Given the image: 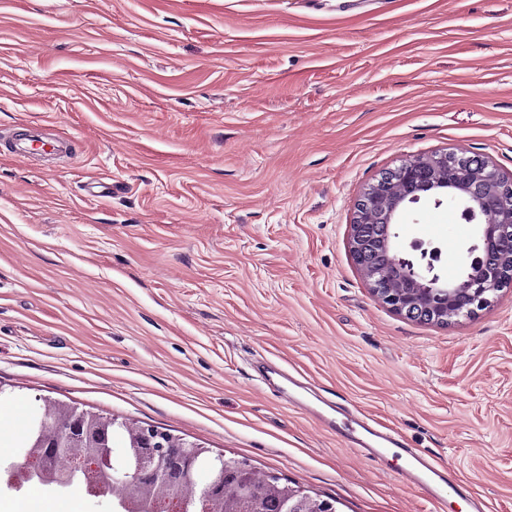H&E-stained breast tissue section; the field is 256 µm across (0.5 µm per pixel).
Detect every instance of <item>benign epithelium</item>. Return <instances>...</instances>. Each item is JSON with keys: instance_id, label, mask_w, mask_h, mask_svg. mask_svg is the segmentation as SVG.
<instances>
[{"instance_id": "1", "label": "benign epithelium", "mask_w": 512, "mask_h": 512, "mask_svg": "<svg viewBox=\"0 0 512 512\" xmlns=\"http://www.w3.org/2000/svg\"><path fill=\"white\" fill-rule=\"evenodd\" d=\"M437 206L448 203L461 218L477 226V240L461 259V275L443 282L434 273L439 250L414 242L420 260L394 257L398 223L409 206L425 198ZM354 263L371 282L373 291L398 314L445 326L488 303L486 294L512 283V174H504L491 160L438 152L417 156L384 173L357 201L349 240ZM53 423L77 443L71 448L48 444L24 452L25 479L40 484L49 477L65 484L73 467L108 475L127 491V500H168L197 484V444L181 442L153 426L126 425L132 446L141 449L139 470L114 467L118 453L105 448L106 428L93 427L84 415L65 408ZM235 483L226 472L207 478L209 512H224V491Z\"/></svg>"}]
</instances>
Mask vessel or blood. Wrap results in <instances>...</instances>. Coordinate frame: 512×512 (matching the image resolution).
Listing matches in <instances>:
<instances>
[{
	"instance_id": "1",
	"label": "vessel or blood",
	"mask_w": 512,
	"mask_h": 512,
	"mask_svg": "<svg viewBox=\"0 0 512 512\" xmlns=\"http://www.w3.org/2000/svg\"><path fill=\"white\" fill-rule=\"evenodd\" d=\"M314 414L328 431L339 436L345 446L361 456L381 458L392 455L402 459L399 479L417 488L427 501L442 504L458 497L468 502L471 512H486L485 501L469 484L458 479L452 468L440 465L420 449L407 447L397 433L378 428L347 404L322 397Z\"/></svg>"
}]
</instances>
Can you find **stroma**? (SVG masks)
Masks as SVG:
<instances>
[{"label":"stroma","mask_w":512,"mask_h":512,"mask_svg":"<svg viewBox=\"0 0 512 512\" xmlns=\"http://www.w3.org/2000/svg\"><path fill=\"white\" fill-rule=\"evenodd\" d=\"M512 173V0H0V463L44 401L332 501L434 506L261 381L275 363L512 512V284L446 326L385 304L359 196L438 151ZM398 255L476 240L421 200ZM116 512L0 484V512Z\"/></svg>","instance_id":"stroma-1"}]
</instances>
